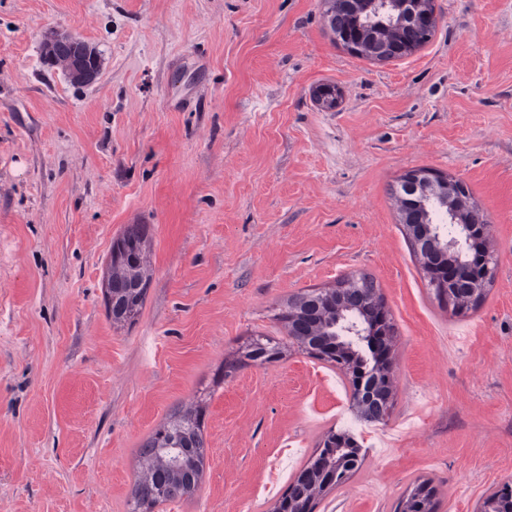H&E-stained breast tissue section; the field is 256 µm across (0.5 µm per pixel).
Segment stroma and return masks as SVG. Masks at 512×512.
Instances as JSON below:
<instances>
[{"label":"stroma","instance_id":"35a3bbf8","mask_svg":"<svg viewBox=\"0 0 512 512\" xmlns=\"http://www.w3.org/2000/svg\"><path fill=\"white\" fill-rule=\"evenodd\" d=\"M432 5L431 41L376 63L333 42L322 0H0V512H131L141 445L195 409L201 482L155 512H273L344 428L364 462L317 512H391L419 479L438 512H477L512 483V0ZM55 35L98 51L94 83L42 60ZM422 167L488 223L493 279L459 317L391 193ZM128 224L149 283L117 326ZM363 274L394 326L381 423L277 318ZM259 335L282 357L227 371ZM131 229L132 232L128 233ZM147 236V227L143 224H130L125 229L121 238L112 246L111 261H110V273L112 276L113 270L123 271V277L114 278L112 276V282L117 285L130 286L131 291L115 305L112 304V298L110 293L106 291V304L110 315L115 314L117 316V310L122 303L126 310V315L122 322H132L140 313L142 308L148 283L140 274L139 269L146 263V258L135 268L130 266L132 256H136L141 253V245ZM114 286V288H122L121 286ZM127 287V288H130Z\"/></svg>","mask_w":512,"mask_h":512}]
</instances>
